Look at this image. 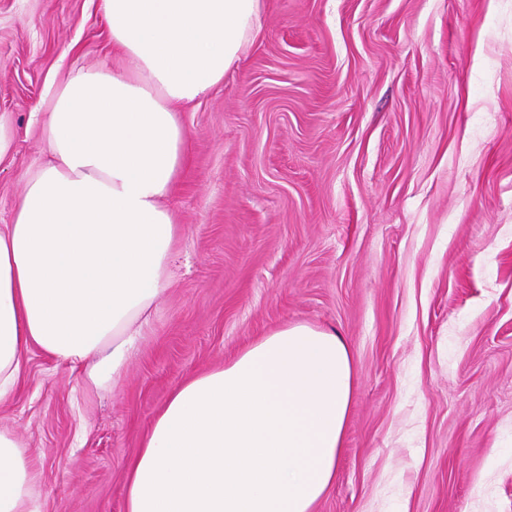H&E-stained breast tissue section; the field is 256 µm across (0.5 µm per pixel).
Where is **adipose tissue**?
Returning <instances> with one entry per match:
<instances>
[{"instance_id":"obj_1","label":"adipose tissue","mask_w":512,"mask_h":512,"mask_svg":"<svg viewBox=\"0 0 512 512\" xmlns=\"http://www.w3.org/2000/svg\"><path fill=\"white\" fill-rule=\"evenodd\" d=\"M116 70L56 91L49 163L0 225V402L39 348L121 378L169 286L179 227L163 201L186 160L179 110L223 83L260 0H103ZM355 386L335 333L273 329L169 396L131 462L124 512H312L336 478ZM37 470L0 430V512H41Z\"/></svg>"}]
</instances>
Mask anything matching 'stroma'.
I'll return each instance as SVG.
<instances>
[{"instance_id":"35a3bbf8","label":"stroma","mask_w":512,"mask_h":512,"mask_svg":"<svg viewBox=\"0 0 512 512\" xmlns=\"http://www.w3.org/2000/svg\"><path fill=\"white\" fill-rule=\"evenodd\" d=\"M180 114L171 286L112 387L31 349L0 403L42 512H124L170 393L271 330L348 345L314 512H512V0H261ZM102 0H0V224L47 160L52 89L111 64Z\"/></svg>"}]
</instances>
